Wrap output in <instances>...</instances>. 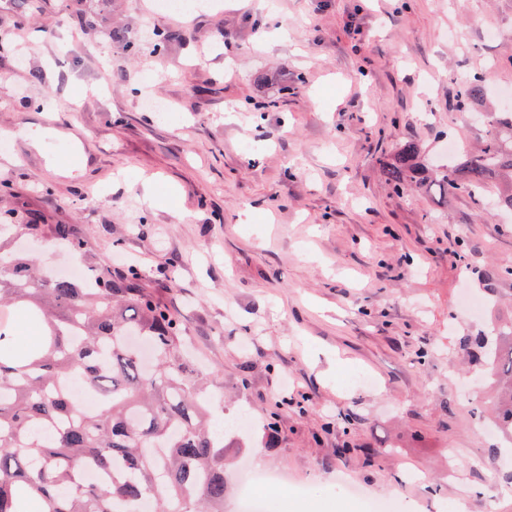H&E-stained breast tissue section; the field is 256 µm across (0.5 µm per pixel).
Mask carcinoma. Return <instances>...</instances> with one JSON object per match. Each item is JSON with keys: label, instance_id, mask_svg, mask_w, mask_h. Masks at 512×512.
Returning <instances> with one entry per match:
<instances>
[{"label": "carcinoma", "instance_id": "obj_1", "mask_svg": "<svg viewBox=\"0 0 512 512\" xmlns=\"http://www.w3.org/2000/svg\"><path fill=\"white\" fill-rule=\"evenodd\" d=\"M487 90L485 76L464 79L466 106ZM483 146L446 163L420 159L404 143L386 166L394 189L437 185L479 199L512 172V111L488 115ZM55 240L77 249L72 224H56ZM84 287L45 276L27 253L0 247V512H207L224 503V424L201 395L206 374L182 354L176 318L138 285L130 269L89 271ZM42 326L40 342L16 343L19 317ZM475 338L477 360L496 383L495 421L512 436V322ZM76 379L94 397L77 404ZM88 469L102 475L91 482Z\"/></svg>", "mask_w": 512, "mask_h": 512}]
</instances>
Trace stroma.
Listing matches in <instances>:
<instances>
[{"label": "stroma", "mask_w": 512, "mask_h": 512, "mask_svg": "<svg viewBox=\"0 0 512 512\" xmlns=\"http://www.w3.org/2000/svg\"><path fill=\"white\" fill-rule=\"evenodd\" d=\"M152 3L0 0V212L76 225L80 255L25 237L42 264L137 269L217 419L287 401L274 451L224 438L227 472L259 455L306 485L265 512H361L351 486L388 512H512L479 430L493 390L460 346L488 276L512 316V223L383 176L408 141L482 147L473 113L512 91V0ZM471 72L491 85L463 112Z\"/></svg>", "instance_id": "1"}]
</instances>
